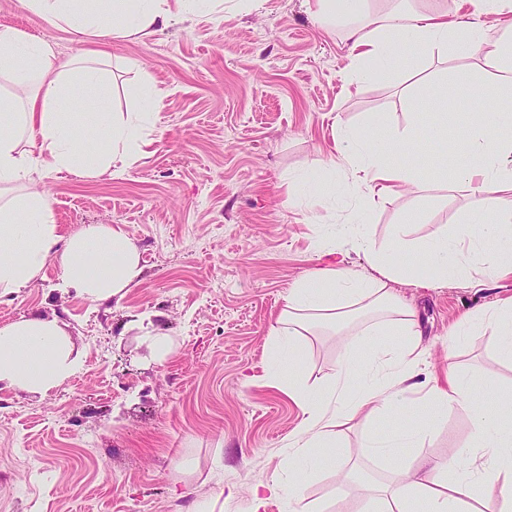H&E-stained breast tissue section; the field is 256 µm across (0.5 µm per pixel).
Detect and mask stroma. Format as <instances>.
I'll return each instance as SVG.
<instances>
[{"mask_svg": "<svg viewBox=\"0 0 512 512\" xmlns=\"http://www.w3.org/2000/svg\"><path fill=\"white\" fill-rule=\"evenodd\" d=\"M310 0H196L150 37L115 39L99 63L111 75L100 95L104 112L143 108L142 82L160 92L149 153L124 173L77 178L39 172L63 234L109 224L128 234L141 254L140 281L117 302L91 305L76 291L43 280L17 297L0 298V322L30 315L57 319L84 358L82 371L48 395L0 389V512H249L256 485L288 479L282 467L297 405L269 385V332L292 286L319 265L333 225L342 222L358 189L327 168L336 153L335 121L377 127L376 143L418 125L457 128L449 136L453 166L419 149L420 191L382 200L365 218L385 242L414 215L413 238L455 227L467 215L457 166L468 163L461 133L483 101L472 83L486 76L482 55L457 58L401 47L370 78L350 80L351 21H314ZM425 13L468 19L486 31L512 17L477 14L470 0H411ZM0 26L28 39L47 38L60 58L81 44L52 30L21 0H0ZM139 69L128 68L129 60ZM332 186L328 197L289 180ZM430 345L431 371L457 364L472 376L477 402L494 410L492 389L512 387V365L490 337L449 346L467 312L512 297V279L476 289L400 287ZM150 316L178 348L157 364L136 322ZM340 335L305 336L295 346L307 373L335 368ZM367 433L352 425L334 460L300 461L304 494L323 512H359L355 489L336 493V464H359L381 481L413 480L408 460L362 455ZM471 421L451 411L438 418L416 453L447 457L470 442Z\"/></svg>", "mask_w": 512, "mask_h": 512, "instance_id": "35a3bbf8", "label": "stroma"}]
</instances>
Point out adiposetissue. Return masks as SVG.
Returning <instances> with one entry per match:
<instances>
[{
    "label": "adipose tissue",
    "instance_id": "obj_1",
    "mask_svg": "<svg viewBox=\"0 0 512 512\" xmlns=\"http://www.w3.org/2000/svg\"><path fill=\"white\" fill-rule=\"evenodd\" d=\"M189 0H24L30 12L50 27L69 31L75 41L105 43L145 38L165 24L172 7ZM352 59L357 76L365 65L384 61L400 46L416 43L428 51L451 50L454 56L482 53L496 73L478 84L485 99L499 90L498 78L512 80V30L494 38L464 21L444 15L398 8L376 19L372 29L353 27ZM0 77L24 79L31 93L24 110L0 96V297L19 294L39 281L47 264L60 269L58 288L78 291L92 303L122 299L141 276L140 255L128 235L108 224H89L73 235L62 234L46 193L32 186L35 169L67 171L98 178L123 173L143 158L151 144L144 134L153 112L99 111L95 88L102 78L92 56L58 60L50 41H29L16 29L0 26ZM78 101L77 112L62 118L55 107ZM89 125L95 137L76 136V125ZM344 142L337 157L359 189L355 208L341 239L364 252L372 269L350 268L336 248L326 249L322 266L291 288L270 329V346L282 337L314 336L324 328L346 331L347 349L335 371L308 380L300 369L282 373L270 364L267 379L298 406L302 420L288 438L283 465L289 480L254 495L260 512L266 496L300 503L301 512H318L303 495L299 461L316 458L320 449L337 447L345 427L360 421L371 430L364 443L375 454L407 457L433 421L452 410L465 411L473 426V456L432 460L420 457L424 480L377 484L360 476L358 467L339 470L337 487L355 485L365 512H406L411 500L425 512H479L477 501L496 500L498 512H512V390H494L496 413L475 404L471 377L449 367L444 379L429 377L428 351L422 344L416 312L397 291L409 284L431 288L448 280L474 282V264L482 262L492 281L512 275V97L480 113L470 132L471 162L460 183L469 191L470 207L486 218L480 229L456 225L453 232L412 238L408 225H397L383 244L370 237L363 219L384 198L417 186L414 167L397 162V154L420 140L432 151H445L447 138L434 127L414 136H396L393 150L378 148L372 133L341 127ZM380 322L385 340L375 343L364 316ZM489 334L499 355L512 362V299L470 311L452 334L453 341ZM83 359L55 319L40 316L0 324V386L44 395L77 374ZM392 419L398 428L385 432L375 422Z\"/></svg>",
    "mask_w": 512,
    "mask_h": 512
}]
</instances>
